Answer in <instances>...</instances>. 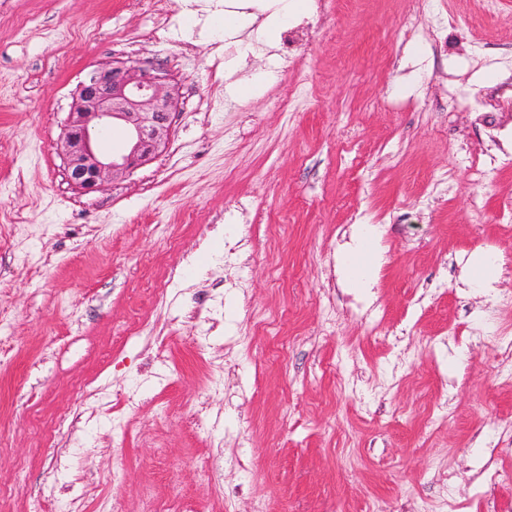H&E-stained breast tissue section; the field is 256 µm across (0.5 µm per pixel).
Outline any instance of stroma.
Segmentation results:
<instances>
[{
	"label": "stroma",
	"instance_id": "obj_1",
	"mask_svg": "<svg viewBox=\"0 0 512 512\" xmlns=\"http://www.w3.org/2000/svg\"><path fill=\"white\" fill-rule=\"evenodd\" d=\"M183 2L0 0V512H141L147 487L159 512H432L447 484L512 512V478L473 481L512 474V169L488 164L512 158V0H298L263 46ZM112 61L193 97L83 194L61 127ZM355 235L356 246L349 252L344 272L357 287H369L378 263L372 252V242L377 238L376 230L368 224H359Z\"/></svg>",
	"mask_w": 512,
	"mask_h": 512
}]
</instances>
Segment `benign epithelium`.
<instances>
[{
    "label": "benign epithelium",
    "instance_id": "obj_1",
    "mask_svg": "<svg viewBox=\"0 0 512 512\" xmlns=\"http://www.w3.org/2000/svg\"><path fill=\"white\" fill-rule=\"evenodd\" d=\"M179 87L166 70L117 62L91 70L79 84L61 136L66 177L83 193L105 189L148 164L170 142ZM123 126V148L112 154L99 143Z\"/></svg>",
    "mask_w": 512,
    "mask_h": 512
}]
</instances>
